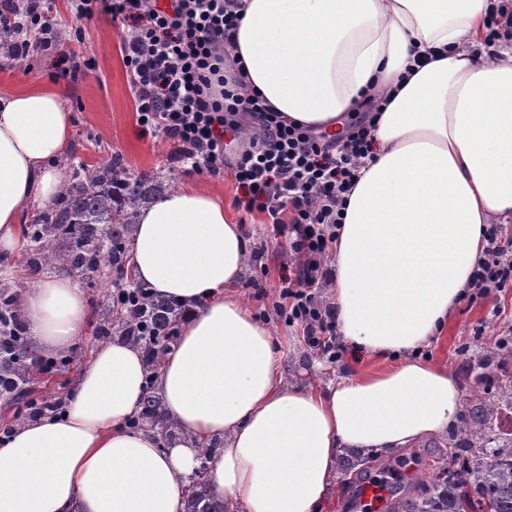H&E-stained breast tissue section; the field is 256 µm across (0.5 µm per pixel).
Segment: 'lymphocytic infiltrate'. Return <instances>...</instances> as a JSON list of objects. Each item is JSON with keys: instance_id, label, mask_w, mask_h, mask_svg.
I'll use <instances>...</instances> for the list:
<instances>
[{"instance_id": "1", "label": "lymphocytic infiltrate", "mask_w": 512, "mask_h": 512, "mask_svg": "<svg viewBox=\"0 0 512 512\" xmlns=\"http://www.w3.org/2000/svg\"><path fill=\"white\" fill-rule=\"evenodd\" d=\"M229 0H76L77 20L96 13L127 24L122 60L130 77L137 123L152 136L174 141L177 159L191 172L218 175L232 170L243 192L239 203L265 213L267 221L292 240L302 257L294 277L285 279L275 305L278 317L300 325L313 348L339 355L332 307L320 295L333 276L325 259L343 220L342 203L356 182L359 164L372 150L370 125L360 121L340 137L305 129L283 120L260 97L239 90L227 70L224 36L239 17ZM49 0H0V22L14 32L10 52L26 57L25 34L38 30L40 47L51 48L57 31L45 23ZM256 120L261 135L227 151L226 135L238 134ZM487 245L474 267L466 297L512 288V240L499 225L485 234ZM144 288L115 285L111 302L123 306L132 322L127 340L139 345L145 359L171 349L178 332L156 330L136 312ZM27 339L26 324L15 303H0V398L24 396L28 379L18 350Z\"/></svg>"}]
</instances>
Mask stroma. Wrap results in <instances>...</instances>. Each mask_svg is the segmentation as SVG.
I'll use <instances>...</instances> for the list:
<instances>
[{"label":"stroma","mask_w":512,"mask_h":512,"mask_svg":"<svg viewBox=\"0 0 512 512\" xmlns=\"http://www.w3.org/2000/svg\"><path fill=\"white\" fill-rule=\"evenodd\" d=\"M48 19L61 35L52 48L31 49L21 59L0 49V93L56 80L66 87L72 110V147L61 158V166L69 171L83 163L94 165L116 157L134 175L159 180L171 176L179 186L192 180L222 196L225 211L237 223L250 228L251 245L262 251L261 258L251 261L247 268L241 294L257 317L269 326L280 364L290 382L303 387H322L342 376L385 369L386 361L359 357L349 349L339 359L330 360L306 343L299 326L287 325L276 316L278 289L283 277L299 264V255L287 238L267 224L264 214L236 206L239 191L231 172L188 177L173 158V142L140 133L135 101L120 53L122 24L102 16L85 23L81 38H74L77 24L71 0H52ZM67 59L77 62L78 67L72 76L64 78L60 75L61 63ZM26 254L23 248L13 253L0 252V293L19 299L35 286L40 273L29 266ZM112 278L109 270L93 279L78 278L86 304V320L83 335L68 353L69 363L57 364L50 373H41L36 361L43 358L44 352L36 343H29L33 359L28 367L30 397L52 400L68 397L95 348L105 344V337L99 336L97 329L108 311ZM254 280L262 282V290L251 289ZM505 341H512V288L472 301L460 300L444 335L423 347L421 355L447 366L464 399L469 400L483 393L490 378H512V359L490 354L492 348ZM436 444V439L431 438L394 454L393 462L403 463L404 468L398 479L388 483V490H416L427 477L429 454Z\"/></svg>","instance_id":"stroma-1"}]
</instances>
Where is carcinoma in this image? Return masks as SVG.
Wrapping results in <instances>:
<instances>
[{
	"label": "carcinoma",
	"instance_id": "1",
	"mask_svg": "<svg viewBox=\"0 0 512 512\" xmlns=\"http://www.w3.org/2000/svg\"><path fill=\"white\" fill-rule=\"evenodd\" d=\"M172 187L170 183L133 176L114 158L96 165H82L61 198L42 212L36 223L43 235H33V225L22 228L31 243L28 262L56 265L85 278H94L126 259V233L135 223L138 209ZM66 243L61 250L59 242ZM512 413V381L497 385L496 393L469 402L462 416L456 448L466 452L456 459V469H447L444 452L436 451L439 471L429 476V489L414 502L395 499L390 512H512V432H496L493 423L505 412ZM139 417L162 424L166 437L175 429L162 411L161 401L152 396L142 404ZM342 474L352 483L362 482L370 469L369 460L346 457ZM185 512H226L215 499L207 480L198 477L188 490Z\"/></svg>",
	"mask_w": 512,
	"mask_h": 512
}]
</instances>
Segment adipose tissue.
<instances>
[{
    "instance_id": "1",
    "label": "adipose tissue",
    "mask_w": 512,
    "mask_h": 512,
    "mask_svg": "<svg viewBox=\"0 0 512 512\" xmlns=\"http://www.w3.org/2000/svg\"><path fill=\"white\" fill-rule=\"evenodd\" d=\"M225 38L244 90L286 121L333 129L374 112V156L347 198L328 288L337 331L356 354L397 357L326 387L287 383L269 328L239 286L250 263L224 200L191 184L140 209L136 284L184 303L156 388L184 436L163 448L126 429L147 368L116 340L82 369L63 414L17 427L0 446V512H183L201 463L196 439L224 446L207 464L213 496L244 512H322L348 453L386 457L456 425L461 391L447 367L416 359L448 323L481 257L488 225L512 220V40H489L496 0H237ZM63 87L0 94V250L20 245L31 203L67 184ZM44 348L83 332L72 279H41L23 301Z\"/></svg>"
}]
</instances>
